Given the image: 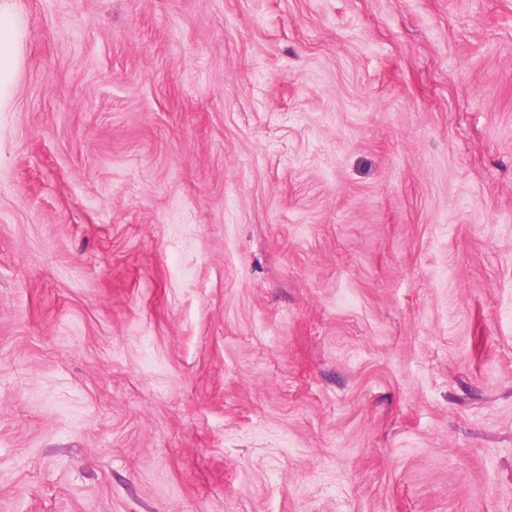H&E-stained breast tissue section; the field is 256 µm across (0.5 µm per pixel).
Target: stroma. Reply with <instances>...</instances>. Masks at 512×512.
I'll use <instances>...</instances> for the list:
<instances>
[{
  "instance_id": "obj_1",
  "label": "stroma",
  "mask_w": 512,
  "mask_h": 512,
  "mask_svg": "<svg viewBox=\"0 0 512 512\" xmlns=\"http://www.w3.org/2000/svg\"><path fill=\"white\" fill-rule=\"evenodd\" d=\"M0 19V512H512V0Z\"/></svg>"
}]
</instances>
